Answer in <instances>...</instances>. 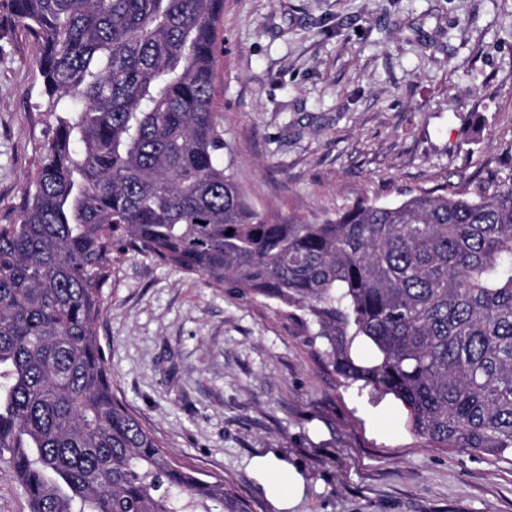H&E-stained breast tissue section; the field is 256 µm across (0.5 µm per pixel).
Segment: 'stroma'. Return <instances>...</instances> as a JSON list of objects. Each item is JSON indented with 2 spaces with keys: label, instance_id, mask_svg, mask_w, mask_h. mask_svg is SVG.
I'll use <instances>...</instances> for the list:
<instances>
[{
  "label": "stroma",
  "instance_id": "1",
  "mask_svg": "<svg viewBox=\"0 0 512 512\" xmlns=\"http://www.w3.org/2000/svg\"><path fill=\"white\" fill-rule=\"evenodd\" d=\"M224 159L273 220L318 222L512 173V0H224ZM37 53L0 40V223L52 135ZM99 327L117 397L180 463L279 512L257 468L298 474L288 512H512V461L429 448L391 395L340 381L295 319L129 254Z\"/></svg>",
  "mask_w": 512,
  "mask_h": 512
}]
</instances>
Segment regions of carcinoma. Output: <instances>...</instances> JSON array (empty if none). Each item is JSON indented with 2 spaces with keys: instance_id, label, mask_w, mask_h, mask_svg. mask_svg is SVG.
<instances>
[{
  "instance_id": "carcinoma-1",
  "label": "carcinoma",
  "mask_w": 512,
  "mask_h": 512,
  "mask_svg": "<svg viewBox=\"0 0 512 512\" xmlns=\"http://www.w3.org/2000/svg\"><path fill=\"white\" fill-rule=\"evenodd\" d=\"M223 5L0 0V39L38 47L54 126L18 221L0 224V458L31 512H249L112 391L98 324L127 254L288 309L428 446L512 456V173L270 221L224 164Z\"/></svg>"
}]
</instances>
